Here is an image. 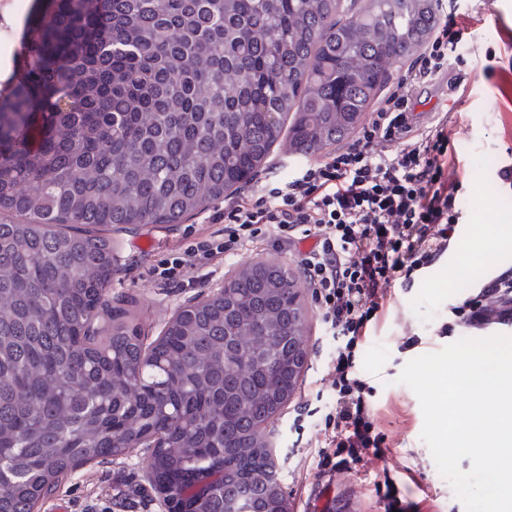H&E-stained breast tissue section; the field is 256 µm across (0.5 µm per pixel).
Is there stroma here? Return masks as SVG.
<instances>
[{
    "instance_id": "35a3bbf8",
    "label": "stroma",
    "mask_w": 512,
    "mask_h": 512,
    "mask_svg": "<svg viewBox=\"0 0 512 512\" xmlns=\"http://www.w3.org/2000/svg\"><path fill=\"white\" fill-rule=\"evenodd\" d=\"M38 0H0V92L6 91L21 64L24 18ZM481 18L467 44V60L482 63L487 51L512 63V0H478ZM476 89L466 99L449 95L447 78L430 82L415 95V112L423 118L449 109L458 112L455 128L458 162L449 179L463 188L458 205L463 212L458 250L450 258L426 269L410 288H394L385 322L369 336L356 357V371L373 389L376 422L387 438L385 460H375L326 478L320 474L317 441L332 399L333 353L320 336L317 307L304 294L308 324V357L293 399L268 427L276 448V469L291 512H384L376 485L384 475L397 481L411 501L425 502L431 512H465L449 482L439 473L429 447L421 438L423 413L414 391L398 377L413 358L441 350L466 337L463 328L441 335L449 308L464 296L455 287V273H463L467 286L482 281L494 270L512 268V248L487 247L488 231L496 225L512 226V190L503 186L498 171L512 157V94L503 95L495 82L476 76ZM223 202H216L181 224H143L136 231L110 230L116 272L107 298L118 304L134 301L148 338H155L175 311L201 294L223 284L235 268L259 258L277 257L295 267L294 255L258 244L240 253L232 264L187 267L174 282L160 283L154 267L172 250L224 234L218 220ZM416 336L417 346L406 347ZM311 401L313 413L302 423L294 418L300 403ZM150 454L138 448L117 458L77 467L38 505V512H54L64 504L67 512H168L162 496L146 478Z\"/></svg>"
}]
</instances>
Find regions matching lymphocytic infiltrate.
Here are the masks:
<instances>
[{"mask_svg":"<svg viewBox=\"0 0 512 512\" xmlns=\"http://www.w3.org/2000/svg\"><path fill=\"white\" fill-rule=\"evenodd\" d=\"M474 21L466 10L441 19L352 142L293 163L288 180H257L225 204L223 239L197 242L154 270L166 283L183 267L227 261L263 241L296 256L321 332L336 345V400L324 419L321 469L384 459L386 437L355 371L356 353L384 317L393 287H412L458 247L462 183L448 177L457 161L456 123L441 116L418 128L412 106L418 86L465 66L461 49ZM451 312L475 334L512 324V270L489 277Z\"/></svg>","mask_w":512,"mask_h":512,"instance_id":"f902f5d3","label":"lymphocytic infiltrate"}]
</instances>
